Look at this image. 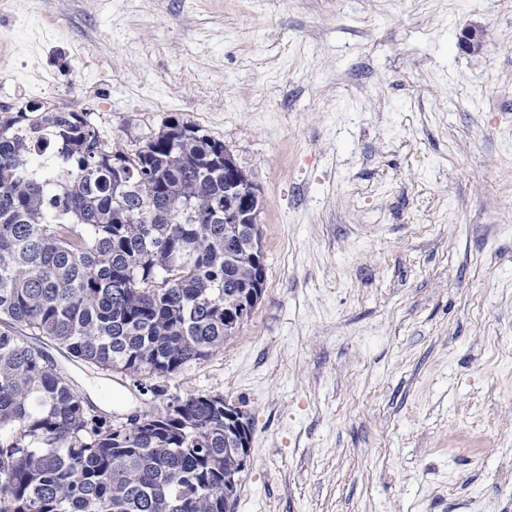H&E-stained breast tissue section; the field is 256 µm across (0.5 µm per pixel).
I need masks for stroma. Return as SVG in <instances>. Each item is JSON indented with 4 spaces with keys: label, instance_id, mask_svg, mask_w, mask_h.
<instances>
[{
    "label": "stroma",
    "instance_id": "stroma-1",
    "mask_svg": "<svg viewBox=\"0 0 512 512\" xmlns=\"http://www.w3.org/2000/svg\"><path fill=\"white\" fill-rule=\"evenodd\" d=\"M33 104L125 149L195 125L262 197L223 349L158 395L52 351L97 415L241 406L232 512H512V0H11L0 105Z\"/></svg>",
    "mask_w": 512,
    "mask_h": 512
}]
</instances>
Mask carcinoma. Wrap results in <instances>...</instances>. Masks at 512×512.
<instances>
[{
    "label": "carcinoma",
    "instance_id": "obj_1",
    "mask_svg": "<svg viewBox=\"0 0 512 512\" xmlns=\"http://www.w3.org/2000/svg\"><path fill=\"white\" fill-rule=\"evenodd\" d=\"M192 128L126 152L83 111L0 118V512H225L223 396L110 425L46 351L161 380L224 347L251 225Z\"/></svg>",
    "mask_w": 512,
    "mask_h": 512
}]
</instances>
